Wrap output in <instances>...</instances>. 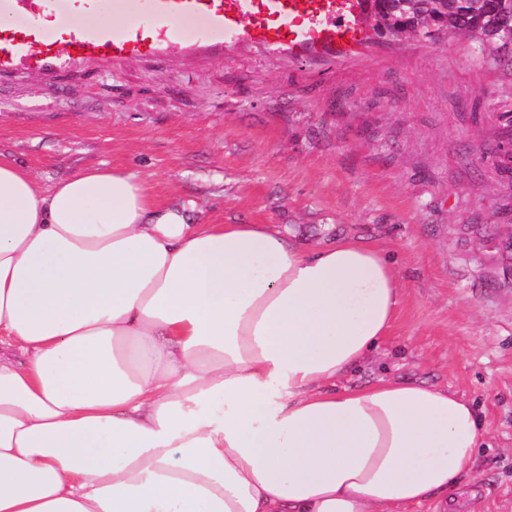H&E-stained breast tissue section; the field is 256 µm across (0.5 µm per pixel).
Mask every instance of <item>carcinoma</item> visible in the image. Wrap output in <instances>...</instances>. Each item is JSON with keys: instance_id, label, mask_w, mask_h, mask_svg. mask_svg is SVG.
<instances>
[{"instance_id": "cac0c4a2", "label": "carcinoma", "mask_w": 512, "mask_h": 512, "mask_svg": "<svg viewBox=\"0 0 512 512\" xmlns=\"http://www.w3.org/2000/svg\"><path fill=\"white\" fill-rule=\"evenodd\" d=\"M365 19L389 41L469 37L472 53L512 66V0H364Z\"/></svg>"}]
</instances>
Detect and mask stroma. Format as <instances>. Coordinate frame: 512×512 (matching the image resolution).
<instances>
[{"label":"stroma","mask_w":512,"mask_h":512,"mask_svg":"<svg viewBox=\"0 0 512 512\" xmlns=\"http://www.w3.org/2000/svg\"><path fill=\"white\" fill-rule=\"evenodd\" d=\"M347 53L255 42L223 54L96 58L0 73V155L43 186L96 167L137 174L211 224H277L375 246L404 278L392 334L349 378L450 388L487 447L445 512H512V80L465 36Z\"/></svg>","instance_id":"obj_1"}]
</instances>
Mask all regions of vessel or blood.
Wrapping results in <instances>:
<instances>
[{
	"label": "vessel or blood",
	"mask_w": 512,
	"mask_h": 512,
	"mask_svg": "<svg viewBox=\"0 0 512 512\" xmlns=\"http://www.w3.org/2000/svg\"><path fill=\"white\" fill-rule=\"evenodd\" d=\"M46 5L62 23L31 22L25 2ZM130 0H0V70L14 62L40 70L95 56L123 59L160 56L183 49L177 21L200 17L212 45L243 39L279 48L335 47L334 30L316 24L318 15L335 18V0H145L148 21L123 29L105 24L72 27L70 14L120 15Z\"/></svg>",
	"instance_id": "obj_1"
}]
</instances>
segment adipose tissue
<instances>
[{
  "label": "adipose tissue",
  "mask_w": 512,
  "mask_h": 512,
  "mask_svg": "<svg viewBox=\"0 0 512 512\" xmlns=\"http://www.w3.org/2000/svg\"><path fill=\"white\" fill-rule=\"evenodd\" d=\"M198 213L0 156V512H412L472 474L470 400L347 383L391 332L389 258Z\"/></svg>",
  "instance_id": "adipose-tissue-1"
}]
</instances>
